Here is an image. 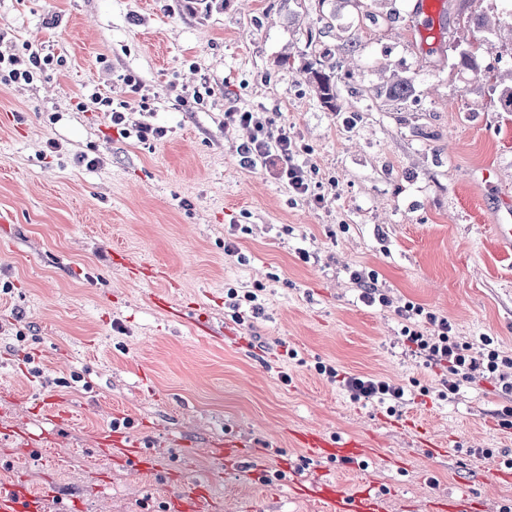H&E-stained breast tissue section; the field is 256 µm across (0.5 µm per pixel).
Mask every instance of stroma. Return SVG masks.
I'll return each mask as SVG.
<instances>
[{
  "mask_svg": "<svg viewBox=\"0 0 512 512\" xmlns=\"http://www.w3.org/2000/svg\"><path fill=\"white\" fill-rule=\"evenodd\" d=\"M415 2L328 0L326 44H360L331 108L302 70L308 0H0V32L54 59L32 84L0 82V483L52 488L42 512H169L186 480L210 484L212 512H324L294 488L327 479L382 493L384 512H427L452 493L512 512V483L496 477L512 429L498 424L494 384L439 399L444 374L351 280L372 271L393 300L512 356V247L494 231L512 201V112L459 64L478 45L481 66L512 86V0H445L428 29ZM286 55L293 68L279 67ZM128 75L149 109L127 123L162 138H126L110 113L77 110L87 91L130 101ZM398 79L412 86L404 103L382 95ZM230 108L288 129L311 195L241 163L251 131L225 123ZM116 251L166 280L129 278ZM231 288L257 291L260 313L245 306L235 321ZM157 291L225 337L169 319L149 302ZM321 362L408 385L411 399L398 416L351 401ZM58 408L71 419L54 422ZM116 421L154 469L99 454ZM292 429L360 436L373 451L357 472L313 462ZM44 432L52 454L34 456L23 436ZM227 433L268 471L287 463V482L268 490L221 469L207 444ZM423 435L451 454H432ZM167 469L182 480H161Z\"/></svg>",
  "mask_w": 512,
  "mask_h": 512,
  "instance_id": "1",
  "label": "stroma"
}]
</instances>
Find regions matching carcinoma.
<instances>
[{
	"instance_id": "1",
	"label": "carcinoma",
	"mask_w": 512,
	"mask_h": 512,
	"mask_svg": "<svg viewBox=\"0 0 512 512\" xmlns=\"http://www.w3.org/2000/svg\"><path fill=\"white\" fill-rule=\"evenodd\" d=\"M313 2L319 27L307 31L306 47L309 49V58L305 62V71L310 75V81L321 100L326 104H331L336 100V70L342 67V58L346 49L343 47L333 51L320 49V37L334 28L335 16L324 11L326 0H313ZM477 52L478 48L476 47L461 52L459 64L475 72L476 75L482 76L491 83L492 88H497V78L490 75L488 71L480 69ZM411 92L409 83L399 81L387 86L385 96L393 101L405 102L411 96Z\"/></svg>"
}]
</instances>
